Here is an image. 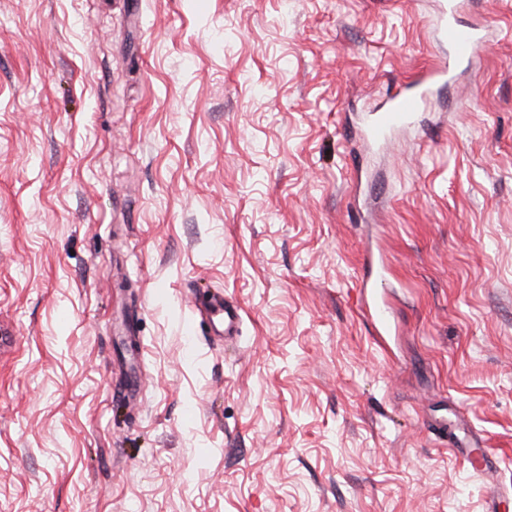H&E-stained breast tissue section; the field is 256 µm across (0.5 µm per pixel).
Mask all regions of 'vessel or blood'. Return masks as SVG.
<instances>
[{"instance_id": "b4317fda", "label": "vessel or blood", "mask_w": 512, "mask_h": 512, "mask_svg": "<svg viewBox=\"0 0 512 512\" xmlns=\"http://www.w3.org/2000/svg\"><path fill=\"white\" fill-rule=\"evenodd\" d=\"M460 8V0H444L432 28L437 41L447 46V55L441 57L435 68L419 75L413 84L399 86L390 95L387 103L374 113L366 130L368 143L388 140L398 131L413 125L430 87L447 81L461 57L483 52L486 45L483 29L463 23L458 17ZM209 318L225 341L234 340L241 320L238 305L228 302L223 295H216L210 304Z\"/></svg>"}]
</instances>
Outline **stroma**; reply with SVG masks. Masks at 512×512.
<instances>
[{
  "mask_svg": "<svg viewBox=\"0 0 512 512\" xmlns=\"http://www.w3.org/2000/svg\"><path fill=\"white\" fill-rule=\"evenodd\" d=\"M438 8L0 0V512H512V0L363 139ZM460 8L459 0L442 2V8L431 25L436 40L440 44L448 45V56H442L435 68L419 75L412 85L399 86L390 95L387 103L373 114L367 127L368 143L386 141L398 131L413 125L422 112L430 87L448 81L462 56L480 55L484 51V29L465 24L458 19ZM208 311V317L216 327L217 335L224 334V341L232 342L239 329L241 308L224 300V295L217 294Z\"/></svg>",
  "mask_w": 512,
  "mask_h": 512,
  "instance_id": "stroma-1",
  "label": "stroma"
}]
</instances>
